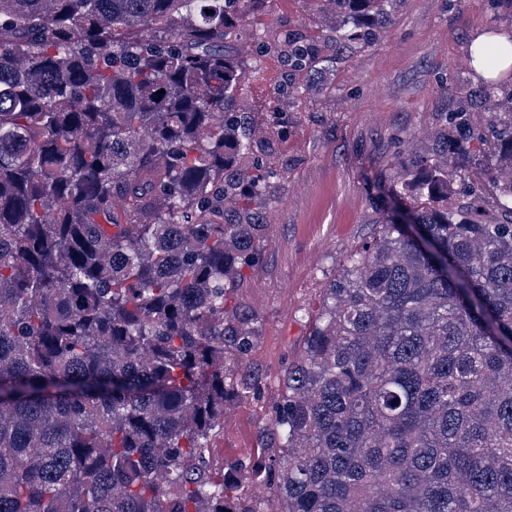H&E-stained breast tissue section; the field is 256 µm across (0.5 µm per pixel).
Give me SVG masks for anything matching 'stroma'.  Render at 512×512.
<instances>
[{"mask_svg":"<svg viewBox=\"0 0 512 512\" xmlns=\"http://www.w3.org/2000/svg\"><path fill=\"white\" fill-rule=\"evenodd\" d=\"M262 22L269 30L290 22L314 30L325 20L308 0H270ZM478 32L512 34V13L492 14L488 0H405L377 46L327 64L314 75L324 93L292 101L293 132L278 146L288 176L267 212L264 260L236 293L258 320L246 364L261 373L264 398L227 404L211 450L215 468L244 462L258 469L268 457L258 437L268 406L281 397V370L300 352L322 288L390 206V169L437 153L446 117L460 105L457 86L480 87L469 53ZM281 79L280 62L265 58L249 74L239 109L263 116Z\"/></svg>","mask_w":512,"mask_h":512,"instance_id":"obj_1","label":"stroma"}]
</instances>
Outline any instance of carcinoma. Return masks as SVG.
<instances>
[{
	"instance_id": "cac0c4a2",
	"label": "carcinoma",
	"mask_w": 512,
	"mask_h": 512,
	"mask_svg": "<svg viewBox=\"0 0 512 512\" xmlns=\"http://www.w3.org/2000/svg\"><path fill=\"white\" fill-rule=\"evenodd\" d=\"M268 2L0 0V512H267L209 460L226 403L263 394L234 291L288 174L265 141L405 0H317L334 27L270 41ZM247 35L286 69L262 120L235 105ZM461 91L281 374L262 477L285 512H512V223L467 176L512 214V85Z\"/></svg>"
}]
</instances>
